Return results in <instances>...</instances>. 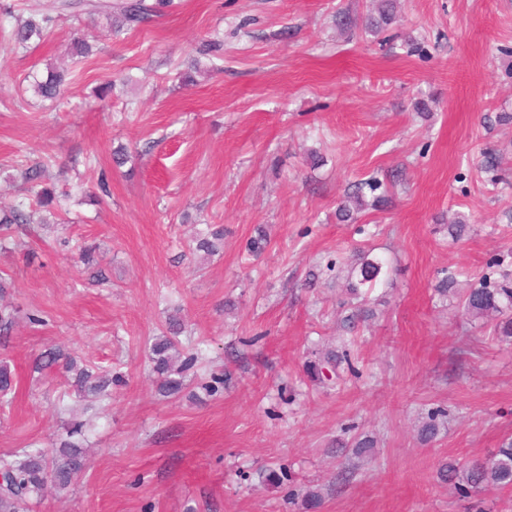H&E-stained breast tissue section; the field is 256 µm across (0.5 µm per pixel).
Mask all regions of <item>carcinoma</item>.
<instances>
[{"label": "carcinoma", "instance_id": "1", "mask_svg": "<svg viewBox=\"0 0 512 512\" xmlns=\"http://www.w3.org/2000/svg\"><path fill=\"white\" fill-rule=\"evenodd\" d=\"M170 6V0H58L57 11L60 15L82 12L89 16L103 17L116 33L149 24L164 13ZM394 20L393 5L390 0H382L378 17L370 19L368 27L378 29L391 24ZM52 18L37 12L18 17L12 29L11 41L17 49H26L42 42ZM70 71L49 65L46 74L27 76L35 94L44 100H55L69 84ZM42 169L38 165L27 168L23 179L32 193L39 208L54 209L59 206L52 190L42 186ZM380 182L370 179L354 185L347 193V203L338 207V217L343 222L354 219L353 211L361 210L365 205V191L375 192ZM31 223V214L24 209L12 207L0 212V231L10 229L13 224ZM224 240L220 229L213 230L207 236L196 238L195 250L211 254ZM269 244L265 228H256L250 238L248 252L257 256ZM391 267L388 261L370 251L357 254L346 276L349 300L342 303L343 325L353 328L358 322H365L371 316L367 308L370 295L387 279ZM455 276L442 277L435 286V292L446 298L459 295L463 315L470 321L492 325L494 335L503 341L512 342V271H505L501 279L492 281L483 277L470 288L460 293L456 289ZM182 333L180 319H169L167 331L154 338L150 346L153 372L158 382V392L164 396L174 395L183 388L184 373L196 362L194 353L183 355L177 348L176 337ZM350 362L348 352L332 354L323 362L310 366V372L328 384L339 383L337 366L341 362ZM58 368L62 374L75 373L77 391L86 395L104 396L112 385V376L100 372L91 365L79 368L75 360L61 350L49 348L38 359L36 369ZM14 374L10 365L0 362V403H8V394L12 391ZM83 423L74 422L67 429V439L57 448H23L16 457H0V512H29L33 498L42 495L48 484L58 489L66 488L72 476L84 467L82 448L71 442L70 438L82 435ZM442 478L453 484L458 495L473 501L471 512H484L481 496L488 489L512 490V440L502 443L484 459L474 460L466 465L448 462L440 469Z\"/></svg>", "mask_w": 512, "mask_h": 512}]
</instances>
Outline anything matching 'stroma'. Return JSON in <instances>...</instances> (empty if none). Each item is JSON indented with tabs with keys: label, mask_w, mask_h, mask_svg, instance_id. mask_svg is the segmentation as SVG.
I'll use <instances>...</instances> for the list:
<instances>
[{
	"label": "stroma",
	"mask_w": 512,
	"mask_h": 512,
	"mask_svg": "<svg viewBox=\"0 0 512 512\" xmlns=\"http://www.w3.org/2000/svg\"><path fill=\"white\" fill-rule=\"evenodd\" d=\"M1 5L53 23L27 51L0 23V209L24 200L20 171L41 163L68 221L0 235L4 301L21 313L0 336L17 382L0 455L58 447L74 419L88 450L32 512H465L438 472L512 437V343L434 287L446 269L465 284L494 258L512 264V126L496 121L512 112V0H399L376 34L336 25L340 12L366 18L371 0H173L117 36L102 18L56 17L54 0ZM81 37L97 51L76 64ZM207 40L222 56L201 54ZM50 64L73 75L53 102L26 80ZM371 178L385 204L338 221ZM458 213L469 227L455 242ZM259 224L271 242L251 256ZM213 227L224 246L208 256L195 239ZM360 249L393 270L352 339L344 281L325 265ZM312 268L324 274L307 288ZM172 316L183 349L203 355L165 397L149 346ZM52 346L112 374L111 396L36 372ZM346 347L355 374L335 387L308 376ZM436 408L448 415L422 440ZM364 438L373 447L353 453ZM281 470L289 481H268Z\"/></svg>",
	"instance_id": "obj_1"
}]
</instances>
